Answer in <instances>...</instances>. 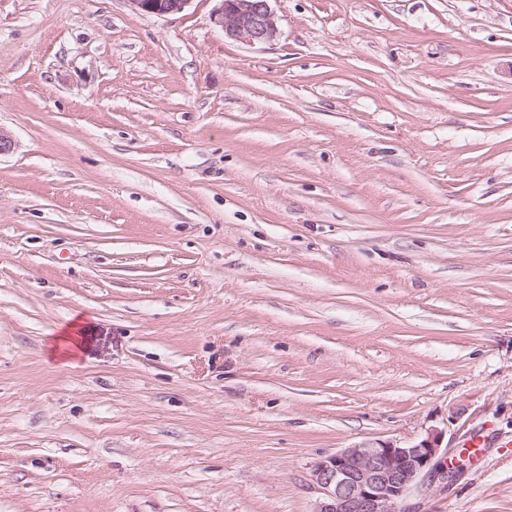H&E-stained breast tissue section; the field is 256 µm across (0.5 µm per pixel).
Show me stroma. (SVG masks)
Masks as SVG:
<instances>
[{
	"label": "stroma",
	"mask_w": 512,
	"mask_h": 512,
	"mask_svg": "<svg viewBox=\"0 0 512 512\" xmlns=\"http://www.w3.org/2000/svg\"><path fill=\"white\" fill-rule=\"evenodd\" d=\"M0 0V512H512V0ZM70 361L53 355L64 330ZM127 2L137 14L172 16L183 13L192 0H127ZM219 2L213 11L214 23L224 37L248 46L274 41L279 33L272 0H214ZM443 438L430 429L406 444L381 441L322 458L312 470L322 495L313 512H405L398 506L424 475L449 479L465 467L459 460L448 465Z\"/></svg>",
	"instance_id": "35a3bbf8"
}]
</instances>
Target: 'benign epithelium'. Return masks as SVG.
<instances>
[{"label":"benign epithelium","mask_w":512,"mask_h":512,"mask_svg":"<svg viewBox=\"0 0 512 512\" xmlns=\"http://www.w3.org/2000/svg\"><path fill=\"white\" fill-rule=\"evenodd\" d=\"M142 15L183 13L192 0H127ZM214 23L224 36L248 46L274 41L279 33L271 0H217ZM444 432L431 429L419 440L381 441L346 448L319 460L312 480L321 493L314 512H401L399 505L426 474L449 479L465 467L448 463Z\"/></svg>","instance_id":"7a95c632"}]
</instances>
